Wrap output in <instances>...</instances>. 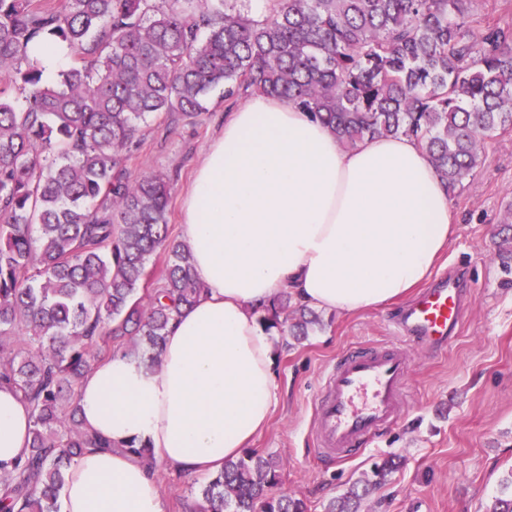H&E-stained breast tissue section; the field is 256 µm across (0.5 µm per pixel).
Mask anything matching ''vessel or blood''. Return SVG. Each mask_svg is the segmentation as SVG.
Returning a JSON list of instances; mask_svg holds the SVG:
<instances>
[{
  "mask_svg": "<svg viewBox=\"0 0 512 512\" xmlns=\"http://www.w3.org/2000/svg\"><path fill=\"white\" fill-rule=\"evenodd\" d=\"M462 292L460 277L440 279L402 314L406 344L352 349L337 360L316 398L317 454L339 462L353 458L403 416L410 394L409 346L452 345L463 320Z\"/></svg>",
  "mask_w": 512,
  "mask_h": 512,
  "instance_id": "b4317fda",
  "label": "vessel or blood"
}]
</instances>
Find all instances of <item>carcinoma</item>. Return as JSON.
<instances>
[{
	"label": "carcinoma",
	"instance_id": "obj_1",
	"mask_svg": "<svg viewBox=\"0 0 512 512\" xmlns=\"http://www.w3.org/2000/svg\"><path fill=\"white\" fill-rule=\"evenodd\" d=\"M250 2L0 0V381L33 415L26 456L0 464V512H59L75 459L112 447L78 419L81 380L127 337L156 359L203 290L168 233L166 177L126 168L147 117L196 118L217 88L230 104L262 91L346 147L417 140L450 194L484 138L512 129V27L474 19L479 0H266L258 17ZM37 41L72 60L53 84L30 59ZM160 250L162 285L142 298ZM497 251L512 261V224ZM259 322L293 336L320 324L288 313L286 294ZM394 467L374 463L326 512H358ZM278 483L272 458L247 452L201 487L197 512H307Z\"/></svg>",
	"mask_w": 512,
	"mask_h": 512
}]
</instances>
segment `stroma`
I'll use <instances>...</instances> for the list:
<instances>
[{
	"instance_id": "35a3bbf8",
	"label": "stroma",
	"mask_w": 512,
	"mask_h": 512,
	"mask_svg": "<svg viewBox=\"0 0 512 512\" xmlns=\"http://www.w3.org/2000/svg\"><path fill=\"white\" fill-rule=\"evenodd\" d=\"M226 112L217 89L197 120L162 113L141 126V144L126 166L134 174L170 176L172 238L182 236L181 196ZM483 155L482 166L449 197L455 231L436 267L466 273L462 327L448 350L412 349L409 413L377 445L338 464L314 456L313 402L341 352L396 336L389 320L394 304L349 315L324 311L321 326L305 338L272 336L279 403L251 447L273 456L277 492L301 496L308 512H325L373 460L390 456L397 467L364 500L362 512H484L512 477V279L494 245L499 224L512 211V131L487 137ZM158 476L166 512H190L204 477L166 467Z\"/></svg>"
}]
</instances>
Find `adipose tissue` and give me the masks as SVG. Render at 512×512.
Masks as SVG:
<instances>
[{
    "label": "adipose tissue",
    "instance_id": "ef3b65f1",
    "mask_svg": "<svg viewBox=\"0 0 512 512\" xmlns=\"http://www.w3.org/2000/svg\"><path fill=\"white\" fill-rule=\"evenodd\" d=\"M203 293L171 324L158 364L117 354L78 388L84 428L113 443L70 467L61 512H165L159 466L206 476L239 457L277 404L261 308L281 293L351 314L408 297L453 231L445 183L416 140L343 148L320 120L251 94L229 112L183 198ZM28 405L0 383V463L24 456ZM148 444L151 458L130 442Z\"/></svg>",
    "mask_w": 512,
    "mask_h": 512
}]
</instances>
